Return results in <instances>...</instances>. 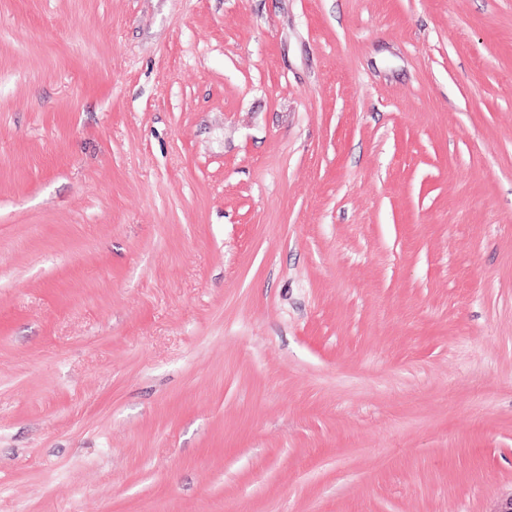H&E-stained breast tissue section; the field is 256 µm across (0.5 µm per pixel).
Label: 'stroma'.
I'll return each instance as SVG.
<instances>
[{"mask_svg": "<svg viewBox=\"0 0 512 512\" xmlns=\"http://www.w3.org/2000/svg\"><path fill=\"white\" fill-rule=\"evenodd\" d=\"M512 0H0V512H497Z\"/></svg>", "mask_w": 512, "mask_h": 512, "instance_id": "obj_1", "label": "stroma"}]
</instances>
